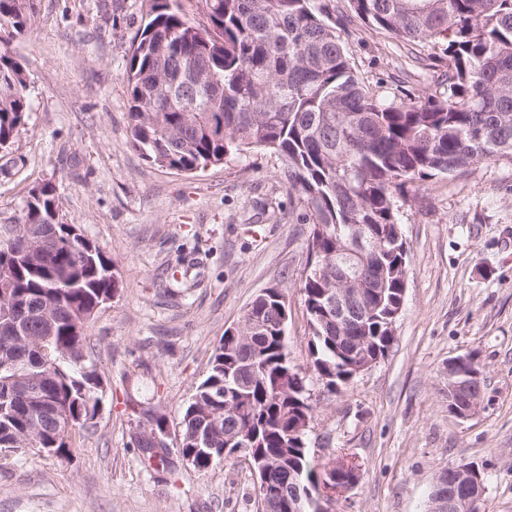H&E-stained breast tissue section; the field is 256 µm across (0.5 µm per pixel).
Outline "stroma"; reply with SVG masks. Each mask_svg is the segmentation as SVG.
Listing matches in <instances>:
<instances>
[{"instance_id": "obj_1", "label": "stroma", "mask_w": 512, "mask_h": 512, "mask_svg": "<svg viewBox=\"0 0 512 512\" xmlns=\"http://www.w3.org/2000/svg\"><path fill=\"white\" fill-rule=\"evenodd\" d=\"M359 78L384 103L440 91L443 46L377 30L330 0ZM24 37L0 45L28 78V122L0 151V224L53 184L66 223L112 261L120 289L87 328L84 362L103 380L93 427L62 457L0 461V512H255L245 457L200 472L178 454L179 422L224 332L269 287L288 298V350L313 406L310 454L346 451L359 482L333 512H428L438 471L478 465L481 512H512V165L406 184L394 196L408 279L388 354L331 393L309 368L300 292L311 225L282 183L281 158L253 149L191 172L146 161L130 142L123 79L147 0H33ZM476 354L483 404L448 413V361ZM167 423L176 469L147 465L136 437Z\"/></svg>"}]
</instances>
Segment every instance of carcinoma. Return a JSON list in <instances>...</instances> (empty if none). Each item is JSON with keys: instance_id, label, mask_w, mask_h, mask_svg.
Returning a JSON list of instances; mask_svg holds the SVG:
<instances>
[{"instance_id": "carcinoma-1", "label": "carcinoma", "mask_w": 512, "mask_h": 512, "mask_svg": "<svg viewBox=\"0 0 512 512\" xmlns=\"http://www.w3.org/2000/svg\"><path fill=\"white\" fill-rule=\"evenodd\" d=\"M150 0L148 21L131 46L124 80L131 144L150 163L178 172L240 157L278 154L282 179L313 224L309 273L302 280L310 368L331 391L347 388L361 347L375 364L394 342L407 255L394 209L405 181L461 174L487 161L512 164V0H349L377 30L406 41L444 38L448 85L409 103L385 104L362 83L318 0H202L211 29ZM33 0H0V43L26 34ZM22 66L0 53V149L10 148L32 111ZM35 236H51L37 263L0 248L7 301L27 304V333L0 320V455L69 451L65 424L90 427L101 380L82 361L87 324L120 286L112 261L57 215L56 190L26 204ZM364 248L350 251V226ZM355 266L358 309L374 313L344 325L330 294L336 272ZM59 308L52 328L39 310ZM275 287L247 306L237 337L216 349L207 377L181 419L179 453L199 471L224 462L234 436L250 462L270 461L256 486L257 512H289L288 499L319 501L326 479L310 457L313 407L293 364ZM144 461L175 467L167 446L141 434Z\"/></svg>"}]
</instances>
